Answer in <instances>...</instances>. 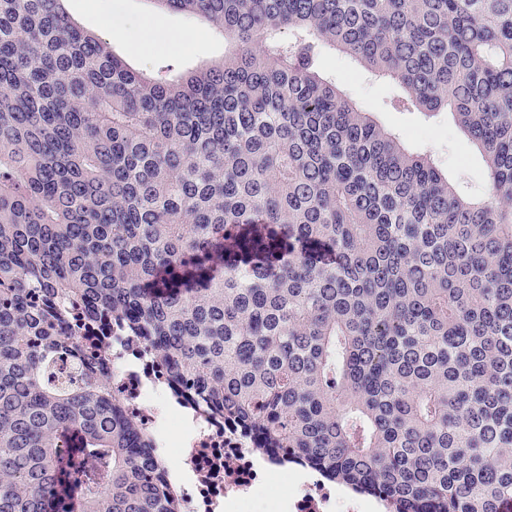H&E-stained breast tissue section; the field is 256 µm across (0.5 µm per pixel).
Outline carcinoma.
<instances>
[{"label": "carcinoma", "instance_id": "obj_1", "mask_svg": "<svg viewBox=\"0 0 512 512\" xmlns=\"http://www.w3.org/2000/svg\"><path fill=\"white\" fill-rule=\"evenodd\" d=\"M231 49L129 66L0 0V512H177L106 359L121 320L212 408L394 512L512 506V0H151ZM447 110L476 197L319 69Z\"/></svg>", "mask_w": 512, "mask_h": 512}]
</instances>
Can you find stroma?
Here are the masks:
<instances>
[{
	"label": "stroma",
	"mask_w": 512,
	"mask_h": 512,
	"mask_svg": "<svg viewBox=\"0 0 512 512\" xmlns=\"http://www.w3.org/2000/svg\"><path fill=\"white\" fill-rule=\"evenodd\" d=\"M66 6L84 27L110 43L134 68L151 70L164 63L179 74L224 54V38L216 28L179 12L157 9L151 0H67ZM181 31L193 32L189 47L179 48L169 41V34ZM147 36L152 39L150 47L142 52L133 51V44ZM348 92L375 121L401 133L413 149L439 156L448 168L449 179L461 181L472 194L483 193V155L475 142L456 126L451 113L431 115L416 110H392L389 101L399 95V87L373 80L363 72L352 80Z\"/></svg>",
	"instance_id": "35a3bbf8"
}]
</instances>
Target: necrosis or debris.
<instances>
[{
  "instance_id": "necrosis-or-debris-1",
  "label": "necrosis or debris",
  "mask_w": 512,
  "mask_h": 512,
  "mask_svg": "<svg viewBox=\"0 0 512 512\" xmlns=\"http://www.w3.org/2000/svg\"><path fill=\"white\" fill-rule=\"evenodd\" d=\"M108 356L112 399L152 441V456L177 458L180 480L162 468L178 512H251L272 476L288 479L285 494L269 499L265 512H365L364 498L346 494L317 473L288 464L285 454L262 443L212 410L198 391L177 384L143 340L120 323L91 329L84 338Z\"/></svg>"
}]
</instances>
